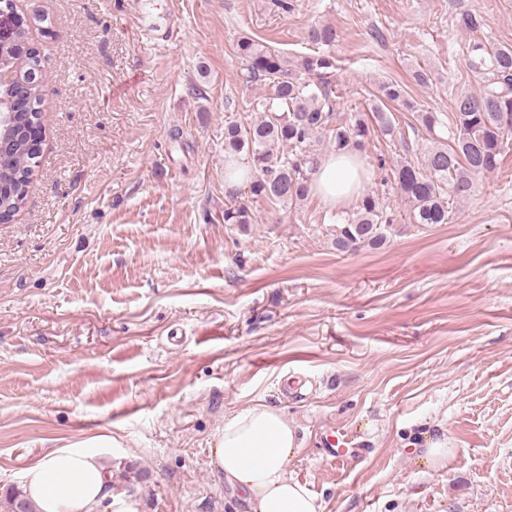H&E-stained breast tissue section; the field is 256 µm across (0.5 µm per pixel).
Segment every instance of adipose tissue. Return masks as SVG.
Wrapping results in <instances>:
<instances>
[{"label":"adipose tissue","mask_w":512,"mask_h":512,"mask_svg":"<svg viewBox=\"0 0 512 512\" xmlns=\"http://www.w3.org/2000/svg\"><path fill=\"white\" fill-rule=\"evenodd\" d=\"M360 186L343 156L325 157L314 177L317 193L333 207L347 206ZM300 447L280 411L260 403L225 419L212 454L249 512H322L317 496L288 472ZM21 480L34 512H104L112 497L111 472L85 448L55 449L25 468Z\"/></svg>","instance_id":"ef3b65f1"}]
</instances>
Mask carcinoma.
I'll list each match as a JSON object with an SVG mask.
<instances>
[{"label":"carcinoma","instance_id":"carcinoma-1","mask_svg":"<svg viewBox=\"0 0 512 512\" xmlns=\"http://www.w3.org/2000/svg\"><path fill=\"white\" fill-rule=\"evenodd\" d=\"M455 23L471 35L465 54L482 87L475 95L456 98L451 115L453 144L435 141L420 161H404L394 169L397 188L412 205L410 218L415 224L449 223L453 205L470 195L475 178L500 169L512 140V47L480 37L483 24L476 13L463 11ZM337 38L330 25L309 26L305 41L316 52L295 62L266 43L246 36L238 39L235 54L244 67L242 81L264 82L271 94L259 116L224 124V223H255L249 195L272 204L293 205L307 199L320 162L314 148L319 136L327 135L330 147L340 154L365 151L375 128L385 136L394 134L395 125L383 105H409L406 84L396 80L380 87L382 106L372 109L374 122L362 117L348 124L334 123L330 77L337 66L332 51ZM0 60L15 67L23 79L31 72L40 78L33 87L34 107L43 113L46 75L39 50L28 51L20 61L13 48L2 47ZM36 167L37 159L21 137L0 153V181L18 179L25 193ZM392 223L387 206L366 192L356 210L337 223L333 244L341 253L365 244L379 246L385 241L384 227Z\"/></svg>","mask_w":512,"mask_h":512}]
</instances>
